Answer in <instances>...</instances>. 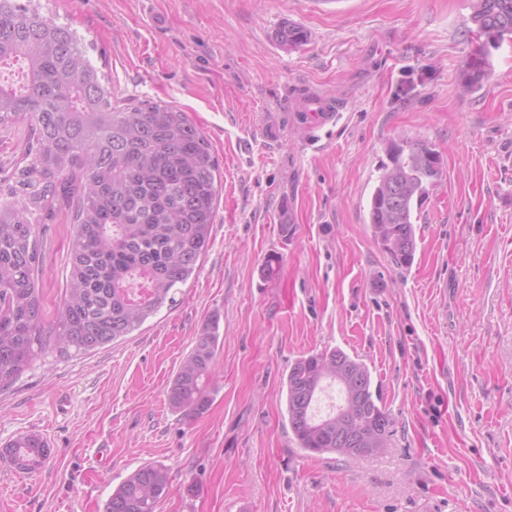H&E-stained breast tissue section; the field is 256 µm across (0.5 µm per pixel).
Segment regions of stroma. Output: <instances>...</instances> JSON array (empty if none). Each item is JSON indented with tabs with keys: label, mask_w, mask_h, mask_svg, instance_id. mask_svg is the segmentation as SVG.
I'll use <instances>...</instances> for the list:
<instances>
[{
	"label": "stroma",
	"mask_w": 512,
	"mask_h": 512,
	"mask_svg": "<svg viewBox=\"0 0 512 512\" xmlns=\"http://www.w3.org/2000/svg\"><path fill=\"white\" fill-rule=\"evenodd\" d=\"M95 44L112 97L184 110L222 190L196 275L131 336L49 353L0 391V444L35 431L36 473L0 459V512H103L125 478L164 464L157 512H512V38L480 44L472 0H49ZM307 42L281 46L282 22ZM489 74L468 91L467 59ZM339 115L310 133L308 108ZM441 156L413 264L374 240L369 202L390 140ZM73 226L47 238L52 321ZM275 272L263 276L268 257ZM220 317L212 404L188 419L166 385ZM365 362L396 420L379 457L311 456L288 428L300 357ZM194 493H187V486Z\"/></svg>",
	"instance_id": "35a3bbf8"
}]
</instances>
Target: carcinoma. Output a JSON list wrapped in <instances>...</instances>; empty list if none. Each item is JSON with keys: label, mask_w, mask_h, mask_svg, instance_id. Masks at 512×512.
<instances>
[{"label": "carcinoma", "mask_w": 512, "mask_h": 512, "mask_svg": "<svg viewBox=\"0 0 512 512\" xmlns=\"http://www.w3.org/2000/svg\"><path fill=\"white\" fill-rule=\"evenodd\" d=\"M471 21L512 36V0H473ZM283 46L307 40L285 21ZM18 67L17 83L0 80V128L27 121L29 135L13 163L0 166V389L40 355L85 353L138 330L176 303L210 246L221 174L210 143L182 109L142 101L112 104V88L85 55L84 37L42 12L39 0H0V69ZM486 68H465L478 90ZM388 163L372 193L369 223L376 243L398 267L416 251L415 207L441 175L429 143L391 140ZM76 197L69 218L65 295L56 319H42L41 246L55 204ZM219 319L203 328L166 387L171 410L204 413L211 403ZM340 401L324 416L315 403L325 383ZM288 427L311 455L365 457V437L391 447L396 420L373 391L369 367L340 348L297 359L286 381ZM51 454L36 432L0 449L19 471L33 472ZM170 490L168 469L146 464L107 499L104 512H156Z\"/></svg>", "instance_id": "cac0c4a2"}]
</instances>
